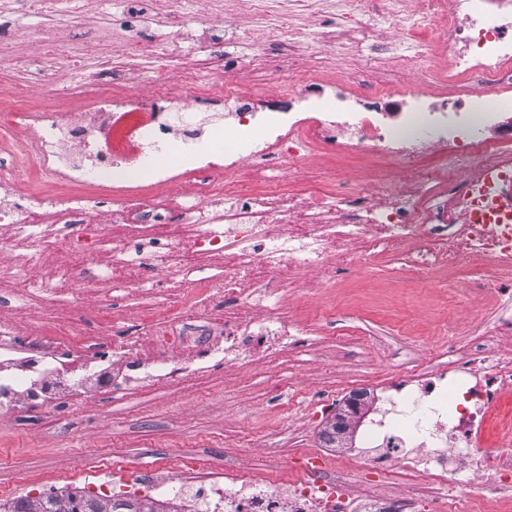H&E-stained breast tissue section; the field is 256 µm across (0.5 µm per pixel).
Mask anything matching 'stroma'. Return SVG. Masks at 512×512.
Masks as SVG:
<instances>
[{
    "mask_svg": "<svg viewBox=\"0 0 512 512\" xmlns=\"http://www.w3.org/2000/svg\"><path fill=\"white\" fill-rule=\"evenodd\" d=\"M173 5L186 21L179 33L166 18ZM58 9L74 12V22L30 14L17 2L0 14V62L20 55L25 65L21 72H0V83L24 80L36 94L54 75L75 90L87 81H101L111 63L122 62L120 45L101 39L112 28L169 50L167 80L173 94L181 92L184 71L193 69L205 83L252 87L260 112L269 98H288L287 89L269 81L257 65L260 56L273 62L290 57L307 69L329 60L334 72L321 96L331 103L344 89L346 75H357L370 91L395 81L392 73H359L361 57L398 48L412 60L410 77L422 82L436 65L418 41L401 39L383 18L373 42L356 44L349 28L337 41L314 40L290 49L266 43L272 16L250 15L239 9L237 0H224L220 13L209 11L206 0H58ZM61 43L80 46V54L54 59L50 48ZM397 266L392 260L370 279L345 280L336 292L335 310L323 322L317 349L291 355L276 369L257 365L227 377L218 373L179 386H157L123 400L73 394L62 399L52 416L21 408L0 413V501L35 500L65 487L108 495L112 489L99 476L112 465L162 480L176 474L187 456L261 468L272 456L292 462L301 451L320 447L335 407L292 418L288 408L293 399L336 389L352 378L374 389L376 378L394 366L421 358L412 333L430 334L443 324L455 349L466 351L490 313L481 301L467 304L455 296L444 304L432 301L422 288L377 291V284L390 282ZM273 377L282 382L274 394L269 391Z\"/></svg>",
    "mask_w": 512,
    "mask_h": 512,
    "instance_id": "obj_1",
    "label": "stroma"
}]
</instances>
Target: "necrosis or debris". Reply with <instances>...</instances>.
Segmentation results:
<instances>
[{"label":"necrosis or debris","instance_id":"1","mask_svg":"<svg viewBox=\"0 0 512 512\" xmlns=\"http://www.w3.org/2000/svg\"><path fill=\"white\" fill-rule=\"evenodd\" d=\"M413 3L393 25L448 58L435 112L419 109L422 84L401 80L356 93L351 112L260 117L251 89L191 75L176 124L164 54L148 94L87 89L90 121L55 97L29 108L13 90L0 122L14 134L0 159L8 228L0 254L10 258L0 279L52 306L92 290L85 272L106 253L97 280L111 284L113 298L143 302L135 311L99 303L110 323L103 341L81 338L75 319L46 336L0 316V411L24 404L51 413L67 389L118 395L279 363L314 349L321 334L293 304L398 258L401 275L428 288L435 273L451 272L448 290L465 284L493 302L494 315L473 350L392 377L375 415L358 380L348 381L355 474H332V461L316 452L291 481L275 465L229 466L223 484L196 499L182 477L157 483V495L188 501L189 512H499L511 501L512 358L497 343L512 335V224H471L466 214L489 163L501 175L498 201L512 210V124L499 114L512 105V0ZM215 99L233 105L232 120L204 138L190 118L196 103ZM398 102L415 107L407 136L385 122ZM353 155L383 167L340 172L336 160ZM122 165L139 169L144 183L115 181L99 196L101 175ZM171 184L207 192L164 193ZM103 207L109 223H90ZM399 476L407 482L400 493L392 489Z\"/></svg>","mask_w":512,"mask_h":512}]
</instances>
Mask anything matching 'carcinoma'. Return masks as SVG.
I'll return each instance as SVG.
<instances>
[{
  "label": "carcinoma",
  "mask_w": 512,
  "mask_h": 512,
  "mask_svg": "<svg viewBox=\"0 0 512 512\" xmlns=\"http://www.w3.org/2000/svg\"><path fill=\"white\" fill-rule=\"evenodd\" d=\"M0 512H157L154 507L144 510L129 500L85 496L78 492L50 493L36 501L18 498L0 503Z\"/></svg>",
  "instance_id": "cac0c4a2"
}]
</instances>
